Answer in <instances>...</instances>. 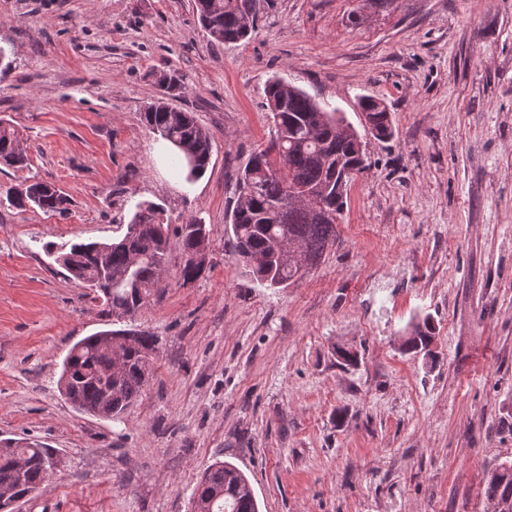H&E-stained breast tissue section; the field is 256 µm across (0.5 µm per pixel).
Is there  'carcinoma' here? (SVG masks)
I'll return each instance as SVG.
<instances>
[{
	"label": "carcinoma",
	"instance_id": "cac0c4a2",
	"mask_svg": "<svg viewBox=\"0 0 512 512\" xmlns=\"http://www.w3.org/2000/svg\"><path fill=\"white\" fill-rule=\"evenodd\" d=\"M201 26L211 41L240 42L257 29L260 4L251 0H195ZM161 95L142 113V122L164 145L179 152L186 179L205 174L211 158L212 134L193 113L177 112L170 98L183 88L175 70L157 77ZM270 119L275 129L268 145L251 155L237 182L232 211L234 251L245 274L266 287L282 286L301 275L297 264L282 257L284 240L297 241L305 260L314 265L335 244L345 194L336 183L349 169L366 168L360 137H342L338 123L344 117L318 104L305 91L285 89L274 79L266 87ZM359 106L373 119L374 137L393 136L387 107L370 97ZM28 155L9 121L0 119V165L28 166ZM8 206L45 213H64L69 200L54 184L35 176L7 191ZM170 219L154 203L137 206L125 234L110 243L75 244L66 253L71 276L92 288L96 298L118 319L133 316L159 287L167 260ZM184 262L183 283L197 280L204 266L193 256L209 240V230L189 219L176 227ZM435 327L426 318L415 324L404 347L411 352L429 350ZM157 339L147 331L107 330L76 343L65 360L70 377L66 397L79 411L117 419L127 412L149 381ZM54 449L35 442H0V487L25 499L54 473ZM248 479L233 464L209 466L193 496L201 512H259L247 491ZM484 495L493 503L512 502V464L500 466L485 479Z\"/></svg>",
	"mask_w": 512,
	"mask_h": 512
}]
</instances>
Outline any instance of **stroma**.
Returning <instances> with one entry per match:
<instances>
[{
  "mask_svg": "<svg viewBox=\"0 0 512 512\" xmlns=\"http://www.w3.org/2000/svg\"><path fill=\"white\" fill-rule=\"evenodd\" d=\"M0 60V118L30 159L0 169V198L36 175L70 200L0 205V440L62 459L19 512H191L218 461L259 512H488L484 480L512 463V0H269L238 43L210 41L193 0H0ZM169 69L173 107L213 136L192 182L141 122ZM274 77L340 110L367 167L335 245L267 288L233 255L231 215ZM144 201L206 224V267L180 285L170 237L164 288L117 323L55 257L122 236ZM427 316L433 357L403 352ZM115 323L158 338L120 422L59 384L69 348ZM359 106L362 112H366L373 119L377 131L376 134L373 133V137L379 140H387L393 136L391 114L383 103L370 97H361ZM366 113H363V120L365 126L371 130L372 122Z\"/></svg>",
  "mask_w": 512,
  "mask_h": 512,
  "instance_id": "obj_1",
  "label": "stroma"
}]
</instances>
